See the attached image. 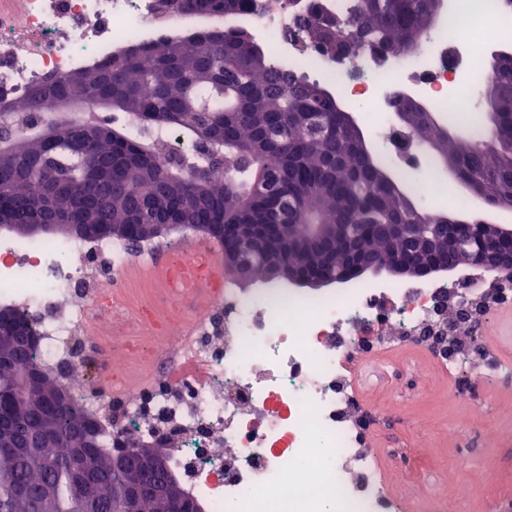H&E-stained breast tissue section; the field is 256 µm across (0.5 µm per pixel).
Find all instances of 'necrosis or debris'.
Listing matches in <instances>:
<instances>
[{
	"label": "necrosis or debris",
	"mask_w": 512,
	"mask_h": 512,
	"mask_svg": "<svg viewBox=\"0 0 512 512\" xmlns=\"http://www.w3.org/2000/svg\"><path fill=\"white\" fill-rule=\"evenodd\" d=\"M249 19L279 66L335 82L347 105L380 115L381 155L415 198L432 202L449 186L435 159L396 126L384 98L417 93L447 121L448 77L474 53L503 42L482 0L461 23L464 39L442 33L421 56L378 61L363 51V79L284 33L295 11L285 0H257ZM157 0H23L0 15V97L13 101L36 83L95 64L159 35L180 36L202 17H159ZM199 245L169 239L132 244L35 241L0 250V301L35 328L36 357L57 384L85 404L106 439L124 432L171 438L172 470L204 512H429L428 502L396 495L377 453L365 447L373 412L357 398L351 369L361 336L385 348L393 335L426 348L423 331L448 303L447 283L379 287L308 296L263 288L245 296L229 281L199 291L164 288L163 306L145 293L135 315L112 296L127 286L131 262H191ZM119 313V336L105 352L102 313ZM172 340L159 352L154 336Z\"/></svg>",
	"instance_id": "obj_1"
}]
</instances>
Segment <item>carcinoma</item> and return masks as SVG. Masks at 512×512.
Here are the masks:
<instances>
[{"mask_svg":"<svg viewBox=\"0 0 512 512\" xmlns=\"http://www.w3.org/2000/svg\"><path fill=\"white\" fill-rule=\"evenodd\" d=\"M333 14L312 4L298 16L306 45L327 54L369 49L379 60L413 55L433 26L441 0H352ZM182 15L224 16L252 11L253 0H162ZM486 115L464 146L431 113L414 110L412 132L431 145L442 166L478 180L493 203L512 202V163L496 142L512 140V55L495 62L485 87ZM106 105L97 118L53 109L58 100ZM336 95L305 76L275 66L244 26L202 29L188 36H160L118 50L102 62L51 77L0 106V137L9 157L0 161V197L10 208L62 224H133L148 238L147 224H212L224 241L252 258L234 224L340 226L336 242L297 248L299 263L326 274L343 260L370 252L379 261L396 250H420L419 241L386 243L370 236L373 224H435L442 214L415 206L376 150L354 138L339 116ZM143 134L128 135L125 118ZM53 127L43 139L39 125ZM179 129L193 153L167 166L160 135ZM224 167V179L212 171ZM285 246L270 243L253 261L254 278L268 277ZM452 265L462 255L443 241L424 253ZM27 320L0 323V512H78L79 487L96 512H113L119 479L112 452L88 427L79 404L50 399L51 388L19 403L36 383Z\"/></svg>","mask_w":512,"mask_h":512,"instance_id":"1","label":"carcinoma"}]
</instances>
